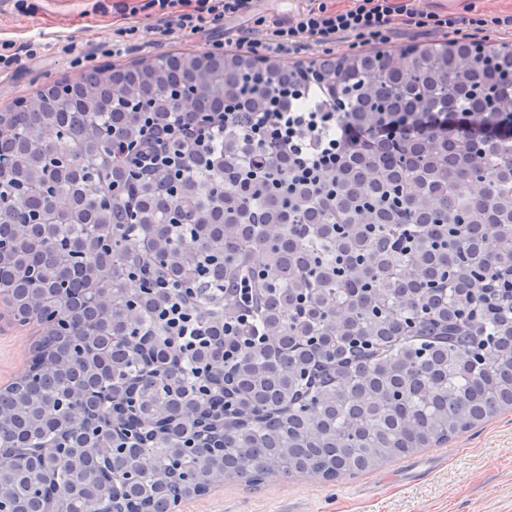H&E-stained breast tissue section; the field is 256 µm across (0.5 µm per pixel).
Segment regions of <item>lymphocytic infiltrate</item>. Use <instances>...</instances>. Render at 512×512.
Masks as SVG:
<instances>
[{
    "mask_svg": "<svg viewBox=\"0 0 512 512\" xmlns=\"http://www.w3.org/2000/svg\"><path fill=\"white\" fill-rule=\"evenodd\" d=\"M147 6L159 26L187 35L221 29L229 18L252 17L249 34L238 37L236 43L256 57L295 58L304 54L309 44L328 48L344 39L361 45H386L400 25L445 37L467 31L483 34L491 29L512 35V14L420 12L409 0H356L345 10L331 9L321 2L292 21L272 24L255 14L254 0H148ZM236 129L250 138L277 140L280 148L302 160L331 150L337 138L349 136L334 112L258 113L237 124Z\"/></svg>",
    "mask_w": 512,
    "mask_h": 512,
    "instance_id": "lymphocytic-infiltrate-1",
    "label": "lymphocytic infiltrate"
}]
</instances>
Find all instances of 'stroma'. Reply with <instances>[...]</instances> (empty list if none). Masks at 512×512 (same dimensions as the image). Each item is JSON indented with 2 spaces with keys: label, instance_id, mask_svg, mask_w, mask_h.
<instances>
[{
  "label": "stroma",
  "instance_id": "35a3bbf8",
  "mask_svg": "<svg viewBox=\"0 0 512 512\" xmlns=\"http://www.w3.org/2000/svg\"><path fill=\"white\" fill-rule=\"evenodd\" d=\"M34 11L18 13L14 0H0V40L46 43L44 57L0 75V109L31 96L43 84L81 72L67 46L78 42L96 66L112 63L105 48L116 29L134 33L127 59L172 51L208 53L250 30L249 18H232L223 29L196 35L164 31L126 0L134 13L120 14L113 0H32ZM38 339L33 325L0 327V382L19 376ZM177 512H512V410L479 424L459 438L395 459L356 477L327 482L313 475L278 477L253 485L224 481Z\"/></svg>",
  "mask_w": 512,
  "mask_h": 512
}]
</instances>
